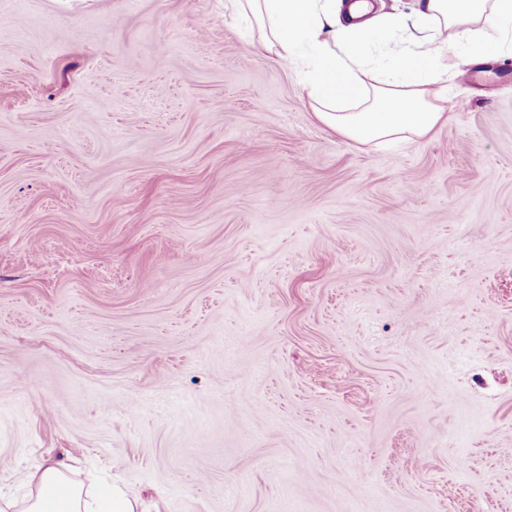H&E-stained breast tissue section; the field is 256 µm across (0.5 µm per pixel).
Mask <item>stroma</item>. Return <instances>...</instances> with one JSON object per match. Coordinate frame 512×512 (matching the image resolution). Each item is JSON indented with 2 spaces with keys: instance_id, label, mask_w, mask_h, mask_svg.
<instances>
[{
  "instance_id": "1",
  "label": "stroma",
  "mask_w": 512,
  "mask_h": 512,
  "mask_svg": "<svg viewBox=\"0 0 512 512\" xmlns=\"http://www.w3.org/2000/svg\"><path fill=\"white\" fill-rule=\"evenodd\" d=\"M367 149L224 0H0V492L512 512V56ZM143 408L130 417L127 405Z\"/></svg>"
}]
</instances>
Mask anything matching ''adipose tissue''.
<instances>
[{"label":"adipose tissue","instance_id":"1","mask_svg":"<svg viewBox=\"0 0 512 512\" xmlns=\"http://www.w3.org/2000/svg\"><path fill=\"white\" fill-rule=\"evenodd\" d=\"M224 9L250 23L252 47L296 72L320 123L364 147L423 140L447 123L445 31L466 34L469 59L512 54V0H418L409 21L376 20L373 0H225ZM407 27V45L388 56L392 76L367 84L365 61L385 54L391 32ZM31 481L26 512H135L121 489L101 506L55 465Z\"/></svg>","mask_w":512,"mask_h":512}]
</instances>
